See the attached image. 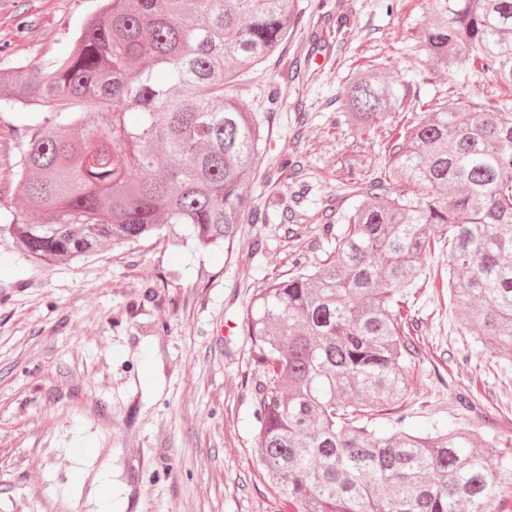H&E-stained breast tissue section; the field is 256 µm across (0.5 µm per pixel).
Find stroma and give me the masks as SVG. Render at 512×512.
I'll use <instances>...</instances> for the list:
<instances>
[{
  "instance_id": "35a3bbf8",
  "label": "stroma",
  "mask_w": 512,
  "mask_h": 512,
  "mask_svg": "<svg viewBox=\"0 0 512 512\" xmlns=\"http://www.w3.org/2000/svg\"><path fill=\"white\" fill-rule=\"evenodd\" d=\"M289 41L233 92L270 115L254 180L255 205L287 195L288 174L266 181L290 158L309 173V197L342 205L336 176L351 153L372 175L389 162L378 139L326 115L350 69L383 67L412 79L424 98L512 102V88L467 68L429 66L422 30L429 0H346L344 45L312 51L308 0ZM97 0H0V68L55 57ZM26 28H19V21ZM313 53V76L289 80L291 61ZM279 86L277 107L267 101ZM309 107L298 124L297 102ZM14 110L0 111V204L24 213L15 176L21 135ZM324 259L313 233L289 241L287 225L244 222L215 252L181 247L172 232L109 247L80 261L34 263L0 236V512H99L109 476L117 512H278L255 459L248 316L266 278L288 271L292 250ZM420 345L411 392L393 414L424 428L463 425L512 462V362L467 336L448 291L428 288L414 304ZM478 406L460 415L453 394Z\"/></svg>"
}]
</instances>
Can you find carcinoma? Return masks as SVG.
Instances as JSON below:
<instances>
[{"label":"carcinoma","instance_id":"1","mask_svg":"<svg viewBox=\"0 0 512 512\" xmlns=\"http://www.w3.org/2000/svg\"><path fill=\"white\" fill-rule=\"evenodd\" d=\"M310 8L341 41L346 17L327 0ZM299 18L297 0H101L52 60L0 70V106L20 117L16 175L44 215L30 224L5 205L0 232L50 264L169 224L199 249L246 215L268 222L245 192L266 116L229 87ZM423 41L437 70L470 63L512 85V0H433ZM336 103L331 123L368 133L392 111L420 116L384 176L365 175L360 153L346 160L347 208L309 213L305 185L282 201L288 233L310 228L329 250L294 258L252 303L258 464L288 512H507L512 466L480 432L376 415L409 395L419 335L405 307L429 286L437 240L464 328L512 359V106L425 101L380 68L351 73Z\"/></svg>","mask_w":512,"mask_h":512}]
</instances>
